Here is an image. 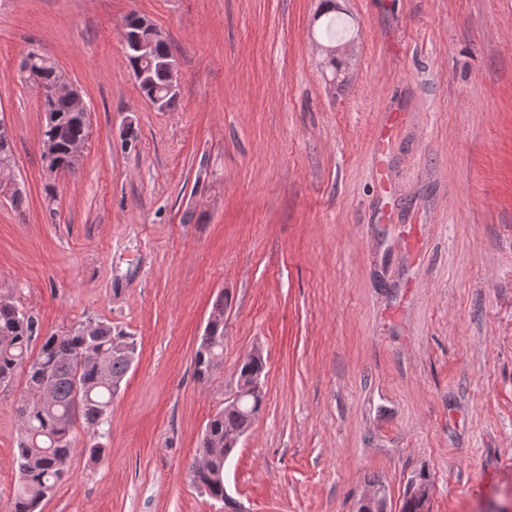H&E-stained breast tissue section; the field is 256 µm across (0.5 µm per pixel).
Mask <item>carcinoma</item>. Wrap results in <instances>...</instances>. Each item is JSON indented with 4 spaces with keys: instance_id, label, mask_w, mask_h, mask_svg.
<instances>
[{
    "instance_id": "obj_1",
    "label": "carcinoma",
    "mask_w": 512,
    "mask_h": 512,
    "mask_svg": "<svg viewBox=\"0 0 512 512\" xmlns=\"http://www.w3.org/2000/svg\"><path fill=\"white\" fill-rule=\"evenodd\" d=\"M323 17L327 42L332 44L346 34L347 27L336 11L327 8ZM127 24L126 60L136 72L141 60L135 43L155 27L137 13L129 14ZM28 56L31 62L23 81L47 91L56 80L54 66L45 63L37 52ZM168 85V71L157 63L147 79L137 82L147 100L163 99L162 112L174 108L177 101V93L169 92ZM87 135L85 113L70 109L60 100L54 102L41 130L43 161L60 171L72 170L71 146ZM12 140L0 133V168L11 166L14 160ZM212 313L218 321L202 337L194 357L195 372L202 379L210 377L224 359V296L216 298ZM38 335L34 317L20 311L11 298L0 296V386L10 385L20 371L26 375L17 405L20 439L16 465L21 485L10 512H40L43 500L67 475L68 461L75 451L74 419H80L92 435L103 437L101 428L108 422L112 398L138 349L131 332L103 321L89 330L78 324L63 335H47L33 356L30 346ZM264 370L262 357L247 356L239 365L237 381L249 384L259 380ZM263 401L264 392L260 391L245 398L241 406H226L209 419L199 453L201 457L209 456V462L193 461L189 476L192 484L205 489L210 498L224 500V439L249 430Z\"/></svg>"
}]
</instances>
